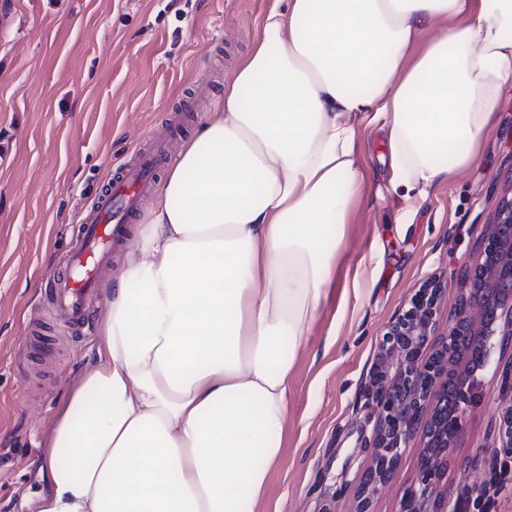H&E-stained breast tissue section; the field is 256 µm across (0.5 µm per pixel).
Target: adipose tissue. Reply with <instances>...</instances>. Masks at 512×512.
Masks as SVG:
<instances>
[{"instance_id":"adipose-tissue-1","label":"adipose tissue","mask_w":512,"mask_h":512,"mask_svg":"<svg viewBox=\"0 0 512 512\" xmlns=\"http://www.w3.org/2000/svg\"><path fill=\"white\" fill-rule=\"evenodd\" d=\"M509 86L512 0H274L105 287L39 512H253L366 188L357 119L384 116L394 180L421 191L478 162Z\"/></svg>"}]
</instances>
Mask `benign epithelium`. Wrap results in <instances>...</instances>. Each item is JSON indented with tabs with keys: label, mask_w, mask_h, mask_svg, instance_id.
<instances>
[{
	"label": "benign epithelium",
	"mask_w": 512,
	"mask_h": 512,
	"mask_svg": "<svg viewBox=\"0 0 512 512\" xmlns=\"http://www.w3.org/2000/svg\"><path fill=\"white\" fill-rule=\"evenodd\" d=\"M461 276L470 288L437 346L427 349L441 311L445 285L440 279L421 286L381 338L382 347L396 355V370L376 373L366 392L376 421L368 439L371 465L359 485L356 512H373V500L416 440L419 476L405 489L399 512H466L470 496L463 495L450 509L440 484L481 374L494 362L496 337L512 335L511 198L487 226L481 262L464 268ZM475 352L480 353L477 363ZM500 426L501 448L512 457V401L501 410Z\"/></svg>",
	"instance_id": "1"
}]
</instances>
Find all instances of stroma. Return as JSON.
<instances>
[{
	"label": "stroma",
	"instance_id": "1",
	"mask_svg": "<svg viewBox=\"0 0 512 512\" xmlns=\"http://www.w3.org/2000/svg\"><path fill=\"white\" fill-rule=\"evenodd\" d=\"M270 0H0V512H38V470L57 408L97 355L102 302L68 329L47 283L116 165L161 132L179 101L181 153L215 111L249 53ZM368 186L336 255L335 283L292 369L282 461L259 512H354L370 464L364 389L384 361L380 338L428 278L447 281L442 319L462 295L458 270L512 195V87L478 163L429 187L395 185L380 123L358 121ZM512 366L497 339L480 402L467 413L443 484L449 501L480 487L484 512H512V473L497 466L495 370ZM418 474L408 449L374 502L396 512Z\"/></svg>",
	"mask_w": 512,
	"mask_h": 512
}]
</instances>
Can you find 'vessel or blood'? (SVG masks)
Listing matches in <instances>:
<instances>
[{
    "label": "vessel or blood",
    "mask_w": 512,
    "mask_h": 512,
    "mask_svg": "<svg viewBox=\"0 0 512 512\" xmlns=\"http://www.w3.org/2000/svg\"><path fill=\"white\" fill-rule=\"evenodd\" d=\"M178 132V124L169 125L164 136L148 139L117 167L93 202L78 246L51 280L50 302L53 308L68 314L74 327L85 325L87 302L97 287L96 269L113 247L125 244L130 220L151 194L157 174L171 161V142Z\"/></svg>",
    "instance_id": "vessel-or-blood-1"
}]
</instances>
